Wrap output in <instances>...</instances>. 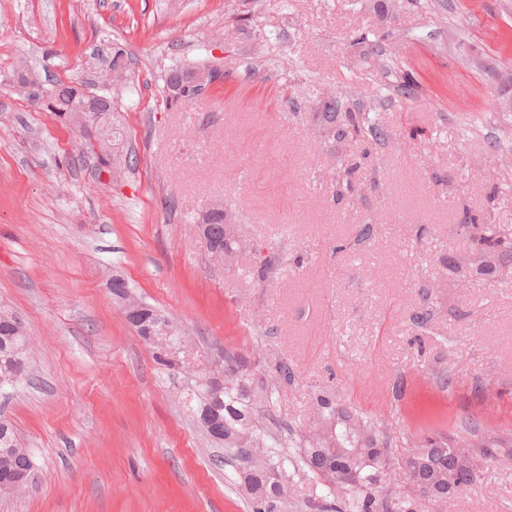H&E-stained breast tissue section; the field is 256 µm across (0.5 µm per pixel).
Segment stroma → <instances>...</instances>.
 <instances>
[{
    "instance_id": "1",
    "label": "stroma",
    "mask_w": 512,
    "mask_h": 512,
    "mask_svg": "<svg viewBox=\"0 0 512 512\" xmlns=\"http://www.w3.org/2000/svg\"><path fill=\"white\" fill-rule=\"evenodd\" d=\"M116 48L127 84L105 92L137 163L109 183L41 98L98 92ZM202 63L221 79L167 106L168 70ZM310 88L383 139L335 138ZM509 100L512 0H0V306L32 374L0 418L36 465L0 512H251L184 404L228 353L288 359L281 429L316 430L322 389L400 453L512 434V257L478 242L512 241ZM217 200L252 244L229 265L194 222ZM113 275L181 326L194 373L156 361ZM478 468L446 512H512V460Z\"/></svg>"
}]
</instances>
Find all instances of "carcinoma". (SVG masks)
<instances>
[{
  "label": "carcinoma",
  "mask_w": 512,
  "mask_h": 512,
  "mask_svg": "<svg viewBox=\"0 0 512 512\" xmlns=\"http://www.w3.org/2000/svg\"><path fill=\"white\" fill-rule=\"evenodd\" d=\"M213 75L207 65L175 68L165 79L168 101L200 99L202 87L193 85L200 74ZM86 101L82 91L59 82L48 96L47 110L66 125L79 127L76 114ZM328 128L339 136L369 134L380 130L365 124L353 112L341 111L334 97L320 100ZM111 103L99 101L101 154L98 169L113 172L123 148V129L115 122ZM205 236L224 247V262L241 251L239 233H230L224 213L206 212L201 217ZM164 314L147 306L142 321L133 325L148 340L149 333L162 329ZM26 329L9 319V309L0 307V383L16 376H29L28 351L23 349ZM251 361L245 357L224 360V377L201 383L187 394L185 403L201 429L218 419L224 427V450L241 461L240 486L252 501L253 512H294L288 494L294 479L312 486L305 504L309 512H416L422 497L444 505L448 502V458L456 448H470L482 461L496 462L512 457V439L489 434L473 443H463L439 432L413 442L414 452L396 457L390 444L380 438L374 423L359 418L336 404L329 395L315 396L324 430L317 436L296 438L273 433L264 427L262 403L271 399L280 382H290L294 372L288 360L276 363L270 377L259 380ZM35 472L30 451L22 447L10 423L0 419V497L19 496L24 490L13 485L21 475ZM407 479L405 490H393L397 478ZM323 493H317V488Z\"/></svg>",
  "instance_id": "cac0c4a2"
}]
</instances>
